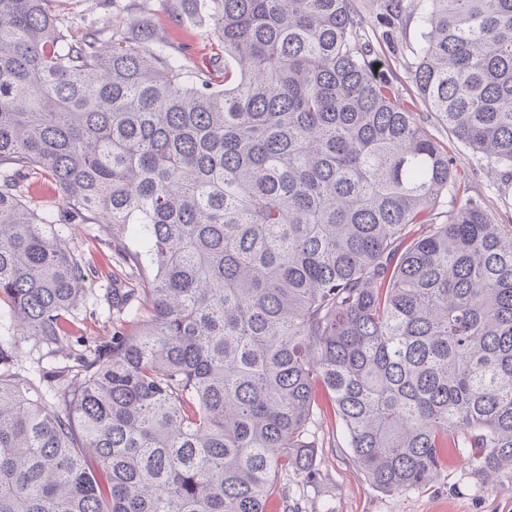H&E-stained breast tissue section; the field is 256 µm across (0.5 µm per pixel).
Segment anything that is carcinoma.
<instances>
[{
	"label": "carcinoma",
	"instance_id": "cac0c4a2",
	"mask_svg": "<svg viewBox=\"0 0 512 512\" xmlns=\"http://www.w3.org/2000/svg\"><path fill=\"white\" fill-rule=\"evenodd\" d=\"M189 2L224 68L0 0V302L19 335L69 340L74 221L141 285L111 296L137 328L50 402L0 338V512H267L279 475H315L319 385L375 487L429 484L448 448L512 485V230L472 199L433 221L456 160L375 72L351 0ZM425 3L419 95L512 168V0ZM43 178L62 210L37 208Z\"/></svg>",
	"mask_w": 512,
	"mask_h": 512
}]
</instances>
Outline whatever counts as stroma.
Wrapping results in <instances>:
<instances>
[{"mask_svg":"<svg viewBox=\"0 0 512 512\" xmlns=\"http://www.w3.org/2000/svg\"><path fill=\"white\" fill-rule=\"evenodd\" d=\"M369 59L398 87L401 98L417 112L423 126L441 149L457 161L455 201H480L504 229H512V183L502 166L472 153L428 112L411 79V53L420 40L417 21L389 17L384 0H351ZM51 10L73 38L94 33L108 40L118 27L144 26L159 37L163 51L190 69L223 65L215 52L212 22L189 0H51ZM65 231L82 263L92 269L85 297L72 320L70 341L58 347L17 334L9 315H0V336L15 342L13 373L24 381L49 388L57 372L74 365L77 355L111 341L128 330L125 316L108 303L115 288L135 287L128 270L118 267L95 224H69ZM316 416L317 479L291 473L280 476L283 496L269 512H512V486L493 488L471 464V449L452 448L438 477L420 489L384 491L367 479L350 457L339 433L328 393L320 395Z\"/></svg>","mask_w":512,"mask_h":512,"instance_id":"obj_1","label":"stroma"}]
</instances>
